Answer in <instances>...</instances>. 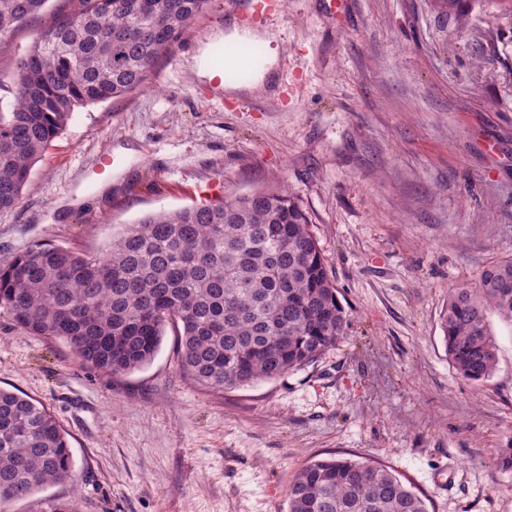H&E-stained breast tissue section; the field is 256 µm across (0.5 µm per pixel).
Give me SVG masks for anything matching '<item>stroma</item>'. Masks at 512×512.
I'll list each match as a JSON object with an SVG mask.
<instances>
[{"mask_svg":"<svg viewBox=\"0 0 512 512\" xmlns=\"http://www.w3.org/2000/svg\"><path fill=\"white\" fill-rule=\"evenodd\" d=\"M270 81L213 98L199 69L233 0H211L150 87L76 109L0 215V260L35 244L96 255L145 215L286 188L307 212L348 316L308 366L213 393L166 331L148 365L111 375L0 312V387L66 430L73 479L42 490L79 512H289L307 463L374 460L428 512H512V324L498 366L462 379L442 340L448 290L512 255V0L468 23L434 0H262ZM48 0L0 47L15 61L70 10ZM254 100L251 110L241 100Z\"/></svg>","mask_w":512,"mask_h":512,"instance_id":"stroma-1","label":"stroma"}]
</instances>
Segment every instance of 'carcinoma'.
<instances>
[{"label":"carcinoma","mask_w":512,"mask_h":512,"mask_svg":"<svg viewBox=\"0 0 512 512\" xmlns=\"http://www.w3.org/2000/svg\"><path fill=\"white\" fill-rule=\"evenodd\" d=\"M48 0H0V44ZM463 20L471 0H438ZM209 0H79L20 56L0 105V214L18 206L31 167L76 108L149 85ZM0 310L32 336L63 341L83 364L122 374L148 364L166 327L183 371L222 392L299 370L344 338L347 315L311 222L285 191L162 212L125 227L103 256L44 244L0 261ZM512 323V257L475 286L448 290L440 318L457 374L488 380L498 364L489 315ZM67 433L39 401L0 387V512H78L36 498L72 479ZM289 512H427L422 497L372 462L321 459L289 484Z\"/></svg>","instance_id":"obj_1"}]
</instances>
